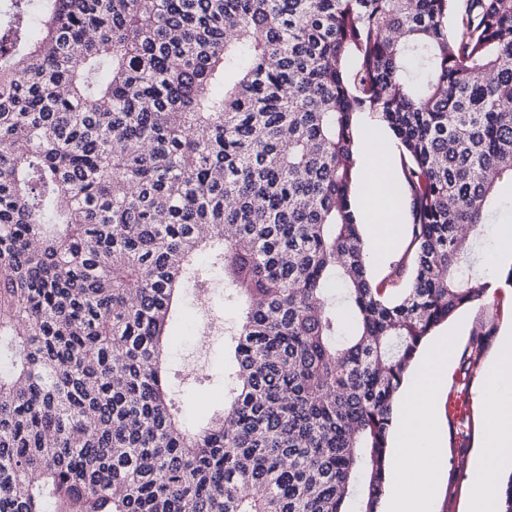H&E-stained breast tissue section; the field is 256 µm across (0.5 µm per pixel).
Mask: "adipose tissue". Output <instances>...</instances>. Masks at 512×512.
I'll return each mask as SVG.
<instances>
[{"instance_id":"adipose-tissue-1","label":"adipose tissue","mask_w":512,"mask_h":512,"mask_svg":"<svg viewBox=\"0 0 512 512\" xmlns=\"http://www.w3.org/2000/svg\"><path fill=\"white\" fill-rule=\"evenodd\" d=\"M365 140L356 155L363 196L359 219L367 226L365 248L374 257L389 250L399 213L389 202L396 192L390 158L380 157ZM453 357L451 337H441L427 351L397 410L398 465L387 486L388 512H434L440 475L439 429L433 400L448 378ZM486 402L493 413L488 438L466 463L471 492L465 512H493L486 479L497 463L512 458V329L499 339V353L485 366Z\"/></svg>"}]
</instances>
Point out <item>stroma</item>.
<instances>
[{
	"label": "stroma",
	"instance_id": "1",
	"mask_svg": "<svg viewBox=\"0 0 512 512\" xmlns=\"http://www.w3.org/2000/svg\"><path fill=\"white\" fill-rule=\"evenodd\" d=\"M499 224L512 225V205L507 202L502 204L494 223L486 225L480 241V276L488 282L489 289L482 300L459 311L458 316L466 322L468 332L455 340V350L460 353L470 345L473 334H482L484 344L481 357L485 360L496 353L502 329L512 322V287L504 282L507 269L512 264L496 254L494 231ZM223 292L224 280L220 277L215 278L206 290H187L183 297V320L168 346L173 394H180V380L183 377H195L202 381L201 387L185 399V418L190 422L207 416L224 402L221 382L224 374V338L219 334L204 340L199 337L200 312L207 308L209 301L219 299ZM459 391L465 392L469 399L463 414L466 436L462 439L455 435L448 420V397ZM483 392L482 368H475L466 378L459 365L455 364L448 374L447 386L436 396L435 405L445 444L438 451L441 481L435 512H464L469 491L465 461L480 440L488 436L492 423V412L482 403Z\"/></svg>",
	"mask_w": 512,
	"mask_h": 512
}]
</instances>
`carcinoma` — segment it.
Wrapping results in <instances>:
<instances>
[{"label": "carcinoma", "instance_id": "obj_1", "mask_svg": "<svg viewBox=\"0 0 512 512\" xmlns=\"http://www.w3.org/2000/svg\"><path fill=\"white\" fill-rule=\"evenodd\" d=\"M4 2L0 512H382L416 353L485 296L512 0ZM365 114L411 213L410 265L378 284ZM216 269L235 367L189 427L163 347Z\"/></svg>", "mask_w": 512, "mask_h": 512}]
</instances>
